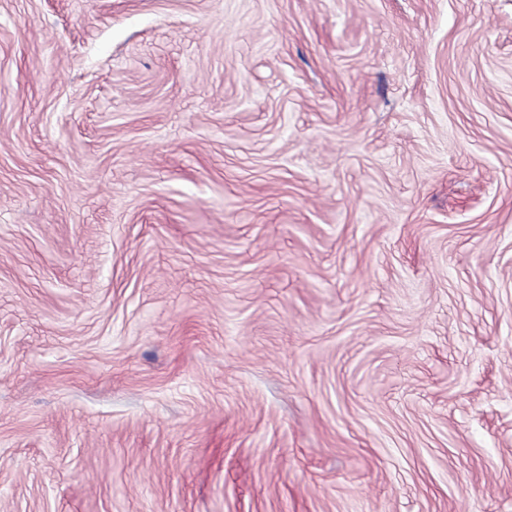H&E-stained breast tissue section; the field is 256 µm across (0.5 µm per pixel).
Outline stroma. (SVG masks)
<instances>
[{
  "mask_svg": "<svg viewBox=\"0 0 512 512\" xmlns=\"http://www.w3.org/2000/svg\"><path fill=\"white\" fill-rule=\"evenodd\" d=\"M0 512H512V0H0Z\"/></svg>",
  "mask_w": 512,
  "mask_h": 512,
  "instance_id": "obj_1",
  "label": "stroma"
}]
</instances>
